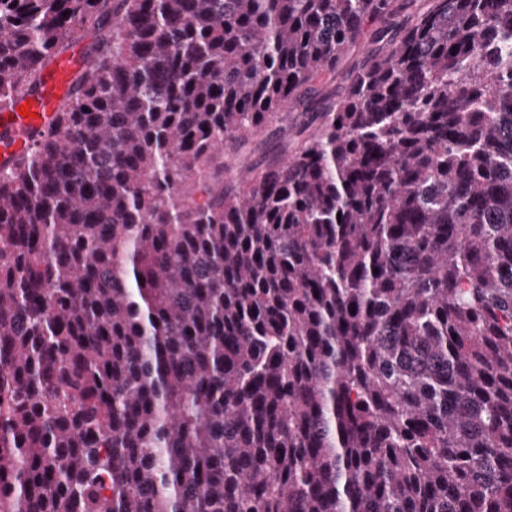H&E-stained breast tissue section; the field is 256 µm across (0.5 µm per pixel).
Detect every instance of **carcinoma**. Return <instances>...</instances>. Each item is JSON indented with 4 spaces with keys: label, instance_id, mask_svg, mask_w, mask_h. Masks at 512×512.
<instances>
[{
    "label": "carcinoma",
    "instance_id": "obj_1",
    "mask_svg": "<svg viewBox=\"0 0 512 512\" xmlns=\"http://www.w3.org/2000/svg\"><path fill=\"white\" fill-rule=\"evenodd\" d=\"M0 0V512H512V0ZM373 61L291 156L224 145ZM394 1L393 14L389 19L393 33L401 29L409 16L414 14L416 11L426 9L428 6L424 0H418L417 2H410L409 0ZM371 32H369L364 41L359 42L336 67L335 73L329 75L327 79L320 84L319 90L321 97L325 102L337 99L341 95L348 84L349 78L353 71L365 61L368 52L374 48L371 45ZM88 56L78 50L72 56L56 61L46 71L40 88L31 96L18 99L0 110V164L30 151L36 142L49 134L55 124V106L70 87V76L77 66L87 63ZM30 106L37 117H23L19 109Z\"/></svg>",
    "mask_w": 512,
    "mask_h": 512
}]
</instances>
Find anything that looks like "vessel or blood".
Masks as SVG:
<instances>
[{
    "label": "vessel or blood",
    "instance_id": "obj_1",
    "mask_svg": "<svg viewBox=\"0 0 512 512\" xmlns=\"http://www.w3.org/2000/svg\"><path fill=\"white\" fill-rule=\"evenodd\" d=\"M87 61L82 51L57 60L36 93L0 110V164L27 153L53 130L56 102L68 92L72 71ZM24 105L30 107L31 116H21Z\"/></svg>",
    "mask_w": 512,
    "mask_h": 512
}]
</instances>
